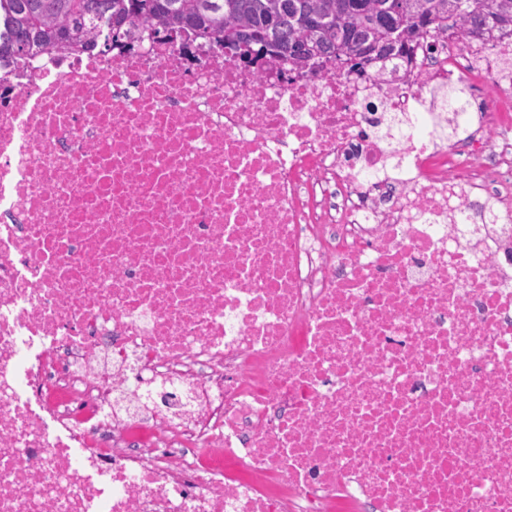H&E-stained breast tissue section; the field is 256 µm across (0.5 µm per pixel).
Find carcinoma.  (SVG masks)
<instances>
[{
    "mask_svg": "<svg viewBox=\"0 0 512 512\" xmlns=\"http://www.w3.org/2000/svg\"><path fill=\"white\" fill-rule=\"evenodd\" d=\"M157 24L225 48L282 52L300 68L332 56L340 69H360L430 27L511 34L512 0H0V59L89 43L105 53L124 26L156 34Z\"/></svg>",
    "mask_w": 512,
    "mask_h": 512,
    "instance_id": "obj_1",
    "label": "carcinoma"
}]
</instances>
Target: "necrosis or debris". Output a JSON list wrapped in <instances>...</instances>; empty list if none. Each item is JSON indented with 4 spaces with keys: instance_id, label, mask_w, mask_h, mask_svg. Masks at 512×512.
Listing matches in <instances>:
<instances>
[{
    "instance_id": "obj_1",
    "label": "necrosis or debris",
    "mask_w": 512,
    "mask_h": 512,
    "mask_svg": "<svg viewBox=\"0 0 512 512\" xmlns=\"http://www.w3.org/2000/svg\"><path fill=\"white\" fill-rule=\"evenodd\" d=\"M0 512H512V36L1 62Z\"/></svg>"
}]
</instances>
